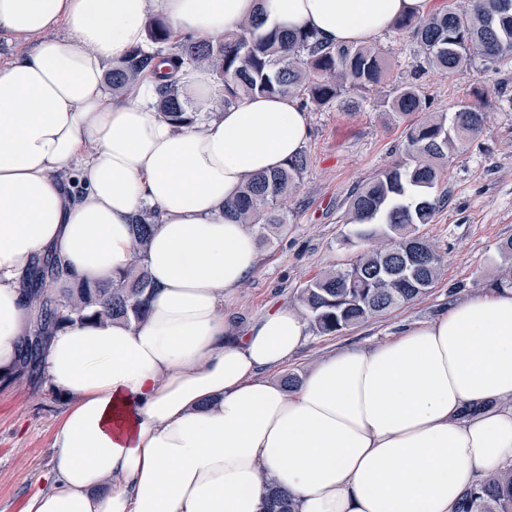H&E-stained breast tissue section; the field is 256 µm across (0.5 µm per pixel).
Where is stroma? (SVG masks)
I'll use <instances>...</instances> for the list:
<instances>
[{"instance_id": "1", "label": "stroma", "mask_w": 512, "mask_h": 512, "mask_svg": "<svg viewBox=\"0 0 512 512\" xmlns=\"http://www.w3.org/2000/svg\"><path fill=\"white\" fill-rule=\"evenodd\" d=\"M373 40L386 51L389 82L369 93L361 111L309 110L303 145L308 165L286 202L288 229L257 240L260 265L225 304L235 329H245L278 306H297L308 280L349 263L368 247L346 222L349 198L400 157L404 127L380 102L391 84L411 76L406 37L379 33ZM418 84L431 111L451 114L468 102L487 114L482 135L450 158L434 189L447 197V205L432 223L417 227L442 257L441 278L412 305L344 335H308L288 366L291 372L305 374L340 348L391 339L401 326L427 320L481 292L498 273L499 247L512 239V70L431 71ZM65 406L61 394L37 381L0 388V512H22L27 497L43 487L54 464V428Z\"/></svg>"}]
</instances>
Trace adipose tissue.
I'll list each match as a JSON object with an SVG mask.
<instances>
[{"label": "adipose tissue", "instance_id": "obj_1", "mask_svg": "<svg viewBox=\"0 0 512 512\" xmlns=\"http://www.w3.org/2000/svg\"><path fill=\"white\" fill-rule=\"evenodd\" d=\"M429 0H0V30L31 43L0 64V381L29 335L28 283L61 285L145 265L148 316L57 329L47 384L67 401L47 486L24 512H262L267 486L298 512H452L480 475L512 462V288L480 292L391 340L322 358L293 389L269 379L308 324L293 308L229 332L224 301L260 263L225 218L245 177L308 136L295 99L209 105V72L176 77L202 108L173 127L141 79L121 98L106 66L145 47L150 16L213 39L260 16L336 45L367 40ZM64 27L67 38L50 31ZM156 226L137 256L131 224ZM157 218L156 208L145 206L134 218L133 231L135 247L140 256H144L149 240L153 234L155 220Z\"/></svg>", "mask_w": 512, "mask_h": 512}]
</instances>
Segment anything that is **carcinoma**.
<instances>
[{
    "instance_id": "obj_1",
    "label": "carcinoma",
    "mask_w": 512,
    "mask_h": 512,
    "mask_svg": "<svg viewBox=\"0 0 512 512\" xmlns=\"http://www.w3.org/2000/svg\"><path fill=\"white\" fill-rule=\"evenodd\" d=\"M409 34L417 56L416 73H450L472 68L481 60L487 70L512 64V0H468L462 10L440 9L424 17L397 19L389 28ZM148 40L156 53L172 63L199 65L219 85L216 107H230L251 95L288 96L300 108L336 106L357 111L364 94L385 78V57L372 43L336 46L311 30L284 32L252 18L221 39L186 35L173 43L166 25L152 19ZM152 55L131 50L112 68V92L121 94L150 64ZM154 106L176 126L193 124L200 114L189 109L179 84L167 81L156 90ZM396 122L406 124V160L380 171L357 189L348 204V223L361 239L382 237L380 244L360 252L340 267L322 272L299 294L300 311L317 336H341L370 320L411 304L426 295L440 277L441 258L416 227L429 224L446 198L432 194L443 165L467 141L483 131L485 115L463 104L448 118L426 116L419 86L405 80L384 101ZM307 167L305 151L281 167L248 177L239 195L224 205V215L260 232L287 230L282 201L296 187ZM156 209L142 208L134 218L135 247L144 255L153 234ZM50 263L38 271L30 287L35 310L33 336L22 343L21 365L40 371L52 333L65 325L122 319L139 321L148 313L150 280L144 266L113 277L104 284L60 288ZM265 512H295L287 492L267 488ZM454 512H512V465L485 473L467 487Z\"/></svg>"
}]
</instances>
